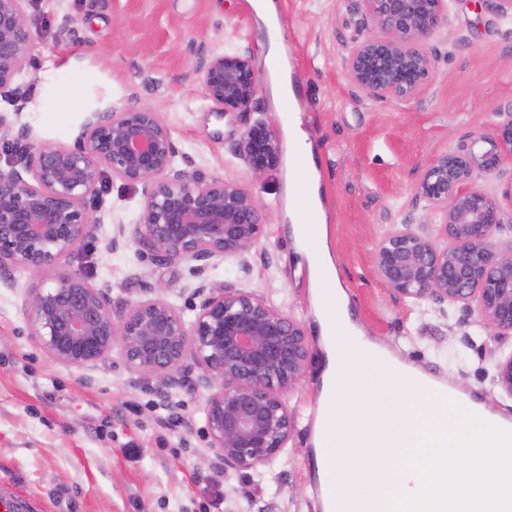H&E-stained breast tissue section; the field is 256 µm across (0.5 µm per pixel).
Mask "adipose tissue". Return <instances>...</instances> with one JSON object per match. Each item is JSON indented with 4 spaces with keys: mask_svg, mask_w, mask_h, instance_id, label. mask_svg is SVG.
<instances>
[{
    "mask_svg": "<svg viewBox=\"0 0 512 512\" xmlns=\"http://www.w3.org/2000/svg\"><path fill=\"white\" fill-rule=\"evenodd\" d=\"M277 114L306 167L290 165L283 193L290 206L296 251L303 256L322 333L324 418L335 453L331 498L339 512H440L449 495L453 512H486L490 499L512 500V444L498 441L487 417L475 416L456 389L431 391L424 373L392 355L353 320L341 271L330 246L321 173L288 73L269 77ZM309 186L306 205L294 206L296 178ZM316 225V243L302 236Z\"/></svg>",
    "mask_w": 512,
    "mask_h": 512,
    "instance_id": "1",
    "label": "adipose tissue"
}]
</instances>
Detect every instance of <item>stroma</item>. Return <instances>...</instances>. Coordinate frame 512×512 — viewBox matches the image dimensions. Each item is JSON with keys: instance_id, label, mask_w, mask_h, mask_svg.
I'll return each instance as SVG.
<instances>
[{"instance_id": "35a3bbf8", "label": "stroma", "mask_w": 512, "mask_h": 512, "mask_svg": "<svg viewBox=\"0 0 512 512\" xmlns=\"http://www.w3.org/2000/svg\"><path fill=\"white\" fill-rule=\"evenodd\" d=\"M276 2L284 24L269 29L248 0H29L39 38L18 82L30 100L19 112L0 99V113L19 114L40 143L70 146L90 108L150 105L172 130L180 167L252 187L268 208L250 273L229 263L210 278L262 293L300 320L310 360L285 395L297 414L291 441L272 465L245 475L226 468L211 446L205 392L160 398L116 353L89 372L55 362L32 340L23 306L29 288L50 280L0 277V497L21 512H319L312 453L319 335L307 271L283 215L287 165L258 179L232 153L248 123L278 127L270 87L260 84L249 114L222 116L189 76L199 54L227 47L248 51L258 73L289 67L300 85L353 318L401 358L512 418V397L495 372L512 339L494 341L461 306L400 298L373 267L376 241L406 213L427 222L414 200L423 167L512 109V19L452 0L447 27L428 43L431 84L408 102H373L345 72L354 41L376 32L359 0ZM275 40L285 56L268 55ZM64 88L73 97L62 102ZM52 102L57 110L47 111ZM141 202L139 187L105 177L94 208L98 238L62 267L117 300L138 299L145 282L166 284L168 299L193 318L186 265L106 247L113 219H133Z\"/></svg>"}]
</instances>
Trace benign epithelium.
I'll return each instance as SVG.
<instances>
[{
    "instance_id": "1",
    "label": "benign epithelium",
    "mask_w": 512,
    "mask_h": 512,
    "mask_svg": "<svg viewBox=\"0 0 512 512\" xmlns=\"http://www.w3.org/2000/svg\"><path fill=\"white\" fill-rule=\"evenodd\" d=\"M28 0H0V98L24 109L16 83L35 41ZM451 0H362L377 33L355 42L348 80L375 102H407L430 84L435 64L425 44L448 25ZM190 75L219 113L250 111L258 81L245 54L197 57ZM0 274L24 270L52 278L29 289V335L57 363L89 371L118 351L127 368L168 397L191 385L209 391L204 412L212 448L224 465L258 471L287 447L295 416L284 400L304 376L309 342L300 322L269 297L231 284L214 285L208 271L227 260L248 273L250 255L269 223L267 208L246 185L180 168L172 130L147 104L88 112L71 147L45 145L16 119L0 114ZM233 153L256 175L280 158L276 132L256 121ZM512 159V110L472 145L434 156L415 186V199L434 222L413 218L376 243V276L414 303L475 308L495 338L512 336V240L494 234L512 204V177L501 196L476 187ZM141 187L135 221L115 220L112 249L125 241L156 262L188 264L198 300L188 320L150 283L145 296L117 306L80 272L56 273L61 260L97 237L92 201L105 174ZM198 369L190 380L188 364ZM497 383L512 396V353L496 362Z\"/></svg>"
}]
</instances>
